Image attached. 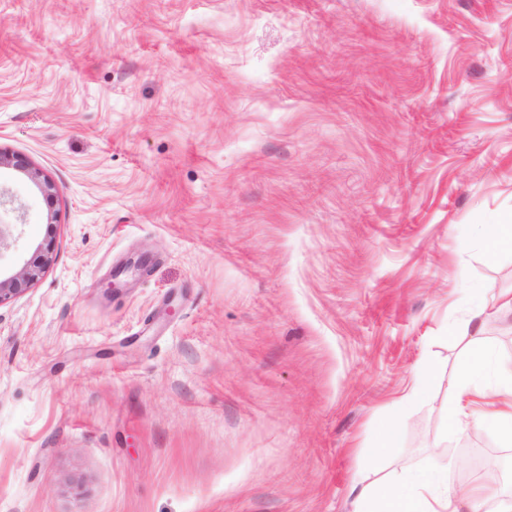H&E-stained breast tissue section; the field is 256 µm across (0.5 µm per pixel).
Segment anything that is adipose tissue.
<instances>
[{"label": "adipose tissue", "mask_w": 512, "mask_h": 512, "mask_svg": "<svg viewBox=\"0 0 512 512\" xmlns=\"http://www.w3.org/2000/svg\"><path fill=\"white\" fill-rule=\"evenodd\" d=\"M482 308L459 325L468 349L448 388L445 436L465 437L490 425L512 434V360L496 358L483 338ZM454 457L430 460L417 475L397 485L373 482L359 493L354 512H512V499L489 485L449 486Z\"/></svg>", "instance_id": "1"}]
</instances>
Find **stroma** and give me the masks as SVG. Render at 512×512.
I'll return each mask as SVG.
<instances>
[{
	"mask_svg": "<svg viewBox=\"0 0 512 512\" xmlns=\"http://www.w3.org/2000/svg\"><path fill=\"white\" fill-rule=\"evenodd\" d=\"M0 512H353L436 455L464 344L512 358V0H0ZM118 293H106L107 283ZM434 409L364 458L418 368ZM11 168L27 176L39 189L48 205H54L57 197L55 185L48 179L41 180L39 172L31 167L30 163L23 157L9 154L0 149V171L2 168ZM10 217L6 221L3 217ZM25 211L24 206L9 193L7 189H0V249L2 245L7 246L8 241L12 238V226L24 223ZM54 218V213L50 212L47 236L37 249L38 256L13 276L1 279L0 275V307L20 298L53 261L56 226ZM479 236L489 260H494L501 252H512V219L480 225Z\"/></svg>",
	"mask_w": 512,
	"mask_h": 512,
	"instance_id": "1",
	"label": "stroma"
}]
</instances>
